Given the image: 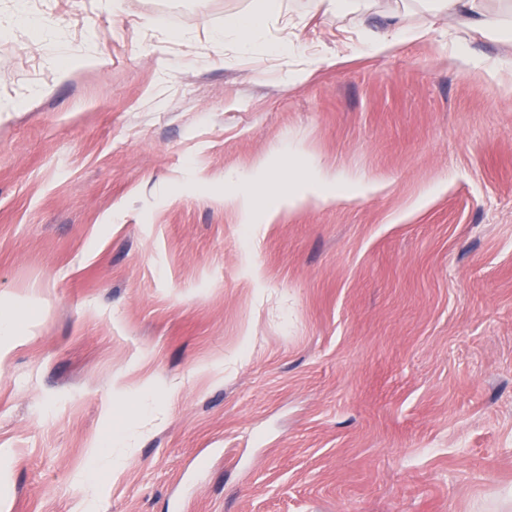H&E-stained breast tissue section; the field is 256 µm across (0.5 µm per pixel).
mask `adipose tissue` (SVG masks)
I'll return each instance as SVG.
<instances>
[{
  "instance_id": "1",
  "label": "adipose tissue",
  "mask_w": 512,
  "mask_h": 512,
  "mask_svg": "<svg viewBox=\"0 0 512 512\" xmlns=\"http://www.w3.org/2000/svg\"><path fill=\"white\" fill-rule=\"evenodd\" d=\"M280 8L278 0H259L250 13L231 15L224 20V29L239 44L254 55L267 53L268 47L259 39V33L268 15ZM439 15L451 19L457 32H478L492 38L512 40V25L505 23L500 13L486 8L484 0H440ZM294 188L277 191L263 213H256L258 185L266 183L263 169L247 170L229 175V190L224 193V204L235 210L243 223H271L279 214L293 212L310 204H329L370 191L371 185L354 179L341 171H331L311 162L299 165Z\"/></svg>"
}]
</instances>
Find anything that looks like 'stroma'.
Masks as SVG:
<instances>
[{"instance_id":"obj_1","label":"stroma","mask_w":512,"mask_h":512,"mask_svg":"<svg viewBox=\"0 0 512 512\" xmlns=\"http://www.w3.org/2000/svg\"><path fill=\"white\" fill-rule=\"evenodd\" d=\"M257 2L0 0V512H512V42ZM288 145L372 191L242 224ZM280 8L277 0H260L257 8L247 14L231 15L224 20V30L231 33L239 44L254 55L262 56L270 48L259 39L265 19ZM417 30L406 29L397 23L391 25L389 32H370L367 35V47L370 51L380 53L385 51L394 41L407 38H418ZM107 442L110 445L108 448H101L92 456L87 472L88 481L92 485L97 484L109 469L118 462V456L115 453L117 448H112V436Z\"/></svg>"}]
</instances>
